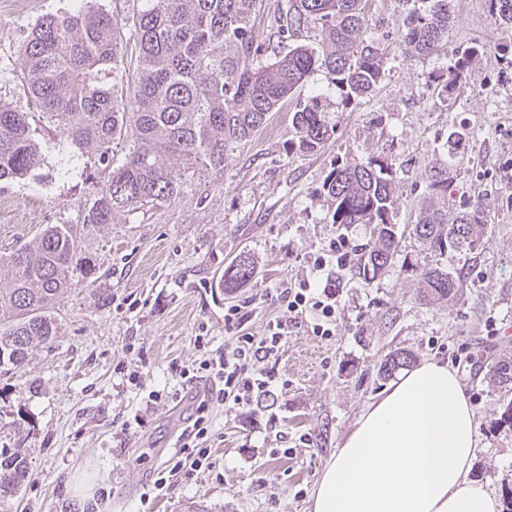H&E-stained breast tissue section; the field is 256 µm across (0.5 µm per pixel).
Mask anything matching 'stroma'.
Instances as JSON below:
<instances>
[{
	"label": "stroma",
	"instance_id": "stroma-1",
	"mask_svg": "<svg viewBox=\"0 0 512 512\" xmlns=\"http://www.w3.org/2000/svg\"><path fill=\"white\" fill-rule=\"evenodd\" d=\"M73 0H0V102L31 111L18 80L20 44L42 16L72 11ZM448 37L426 58L400 57L403 7L369 0L368 34L390 53L376 91L345 104L324 71L300 89L322 94L336 133L313 152L289 149L292 104L236 149L220 173L185 174L181 194L158 210L97 228L80 223L90 198L88 159L71 140L40 137L43 163L22 180L0 183V254L32 242L46 225L73 224L102 276L82 280L56 308L59 334L24 368L0 373V449L30 452L29 482L0 512H310L315 484L356 421L388 383L378 376L387 355L411 351L456 371L477 421L479 452L471 475L501 500L512 497V427L501 415L512 390L495 385L488 367L512 353V33L491 20L486 0H450ZM489 45L451 95L426 83L466 48ZM467 140L454 163V196L480 199L488 215L481 245L468 254L432 251L411 232L424 189V167L447 153L449 131ZM370 156L392 160L399 232L393 267L373 281L352 275L351 258L335 257L336 334L314 336L291 325L273 365L270 391L248 406L214 405L213 466L153 487L175 451L184 422L197 415L202 386L184 388L172 363L201 356L194 339L223 346L224 309L264 289L309 278L311 259L338 235L352 251L372 227L331 222L323 184L336 165ZM256 263L237 297L220 291L215 271L240 251ZM440 266L457 280L453 301H423L419 274ZM111 300L98 301L99 290ZM127 364L142 387L115 370ZM165 396L147 405L149 391ZM326 432L324 446L313 438ZM307 443H300V436ZM290 455H273L280 443ZM78 480L92 482L88 497Z\"/></svg>",
	"mask_w": 512,
	"mask_h": 512
}]
</instances>
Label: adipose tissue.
Listing matches in <instances>:
<instances>
[{
	"mask_svg": "<svg viewBox=\"0 0 512 512\" xmlns=\"http://www.w3.org/2000/svg\"><path fill=\"white\" fill-rule=\"evenodd\" d=\"M475 414L455 371L429 361L371 403L323 469L312 512H499L470 478Z\"/></svg>",
	"mask_w": 512,
	"mask_h": 512,
	"instance_id": "ef3b65f1",
	"label": "adipose tissue"
}]
</instances>
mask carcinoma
Listing matches in <instances>:
<instances>
[{
  "label": "carcinoma",
  "mask_w": 512,
  "mask_h": 512,
  "mask_svg": "<svg viewBox=\"0 0 512 512\" xmlns=\"http://www.w3.org/2000/svg\"><path fill=\"white\" fill-rule=\"evenodd\" d=\"M262 0H149V7L126 19L136 38L137 80L126 95L108 84L123 61V25L85 0L83 9L46 15L21 46V82L39 109L42 128L64 136L107 171L82 211V223L117 224L146 206H162L182 189V175L167 161L179 157L186 171H224L225 159L264 128L277 106L317 69L349 104L375 90L385 76L387 57L367 36V0H286L270 24L268 40L256 35L253 19ZM403 14L401 56L428 57L448 34L449 0H398ZM494 23L512 29V0H489ZM321 31L317 49L293 45L264 64L271 42L288 45L303 28ZM475 44L448 74L432 71L429 85L456 86L474 59L486 52ZM316 94L296 104L289 147L314 151L335 134L319 110ZM464 134L448 133V159L426 167L423 200L414 235L441 254L475 249L486 224L485 209L468 200L456 223L447 219L452 198L453 160ZM43 162L39 129L30 113L0 105V182L23 179ZM332 223L372 224L377 234L352 265L371 281L396 255L393 164L368 157L333 168L323 186ZM0 373L22 366L33 352L53 341L59 324L55 307L75 281L99 272L72 224H48L34 242L0 255ZM255 275L250 254L241 252L224 268L218 287L228 296ZM424 299L452 300L455 279L439 267L421 272ZM415 356L391 353L380 365L382 379L409 366ZM499 386H512V356L489 367ZM30 478L28 450L0 453V505L16 497Z\"/></svg>",
  "instance_id": "carcinoma-1"
}]
</instances>
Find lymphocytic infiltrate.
I'll use <instances>...</instances> for the list:
<instances>
[{
    "mask_svg": "<svg viewBox=\"0 0 512 512\" xmlns=\"http://www.w3.org/2000/svg\"><path fill=\"white\" fill-rule=\"evenodd\" d=\"M311 272L323 275L322 289H314L306 281L266 292V299L286 308L289 317L268 321L262 335H254L248 328L252 311L247 304L225 308L224 328L230 333V340L223 348L213 350L209 347V337H196V345L205 355L191 365L180 367V378L209 382L212 386L209 401L213 404L244 406L266 394L272 381L268 362L284 345L291 321L308 319L313 335L324 339L336 334V281L324 256L314 257ZM179 439L180 456L170 469L158 472L156 489L169 487L174 475L189 476L211 464L209 428L204 417H197Z\"/></svg>",
    "mask_w": 512,
    "mask_h": 512,
    "instance_id": "obj_1",
    "label": "lymphocytic infiltrate"
}]
</instances>
